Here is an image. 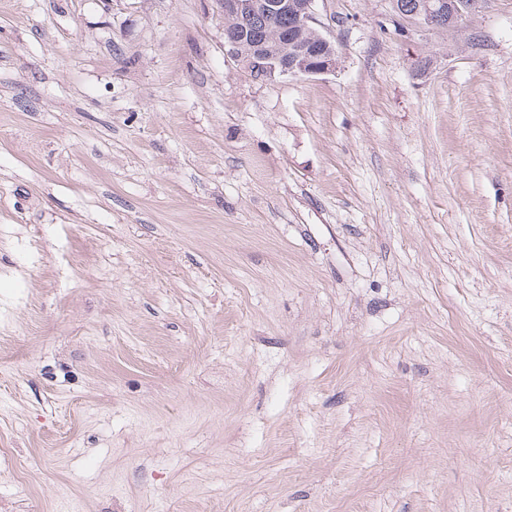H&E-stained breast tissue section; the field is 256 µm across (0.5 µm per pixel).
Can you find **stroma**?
<instances>
[{
    "mask_svg": "<svg viewBox=\"0 0 512 512\" xmlns=\"http://www.w3.org/2000/svg\"><path fill=\"white\" fill-rule=\"evenodd\" d=\"M0 0V512H512V0ZM314 0H223L224 17L226 19H242L257 12L266 14H282L274 20H269L263 15L248 17L242 22L247 28L249 37L245 39L240 29L232 26H224V47L227 52L235 57L236 48L240 42L245 39L242 53L243 60L248 63L251 57V43L255 39H262L268 36L279 34L288 37V55L283 54L276 46L278 39L272 41H256L252 45L251 68H254L252 75L259 72L257 80H266L279 76L295 77H316L325 75L336 70L337 54L332 41L320 35L323 50H313L308 45L299 43L297 39H291L288 35L296 34L293 29V20H296L297 30L299 32L312 30L313 24H316L312 11ZM475 2L476 0H424L422 10L411 14L400 12L396 1L394 8L401 18L414 20L428 29L452 30L459 26L465 13L471 10Z\"/></svg>",
    "mask_w": 512,
    "mask_h": 512,
    "instance_id": "obj_1",
    "label": "stroma"
}]
</instances>
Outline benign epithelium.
Returning a JSON list of instances; mask_svg holds the SVG:
<instances>
[{"label":"benign epithelium","instance_id":"7a95c632","mask_svg":"<svg viewBox=\"0 0 512 512\" xmlns=\"http://www.w3.org/2000/svg\"><path fill=\"white\" fill-rule=\"evenodd\" d=\"M314 0H222L224 17L242 19L257 12L266 14L286 13L296 20L297 31L313 29L315 17L312 11ZM476 0H424L421 11L405 15L432 30H452L459 26L465 13L471 10ZM244 40L242 33L224 26V46L228 53L236 55V48ZM323 50H313L296 39H288V54L278 50L272 41L261 40L252 45L251 67L259 71V79L266 80L276 75L316 77L336 70L337 54L332 41L320 36Z\"/></svg>","mask_w":512,"mask_h":512}]
</instances>
